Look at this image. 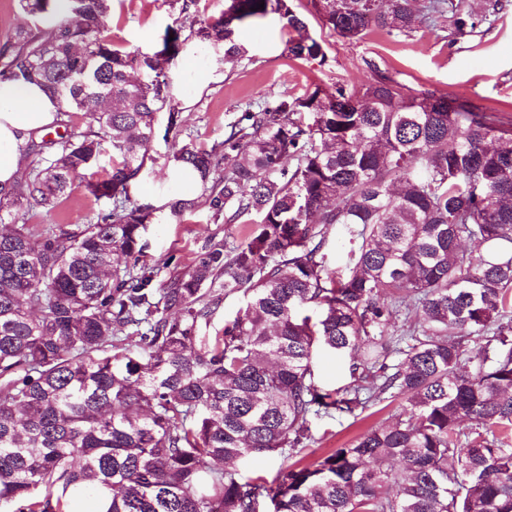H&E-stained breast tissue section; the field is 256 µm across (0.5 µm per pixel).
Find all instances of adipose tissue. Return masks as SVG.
I'll return each instance as SVG.
<instances>
[{"label": "adipose tissue", "instance_id": "ef3b65f1", "mask_svg": "<svg viewBox=\"0 0 512 512\" xmlns=\"http://www.w3.org/2000/svg\"><path fill=\"white\" fill-rule=\"evenodd\" d=\"M58 111L41 84L0 77V192L16 188L31 140L54 126Z\"/></svg>", "mask_w": 512, "mask_h": 512}]
</instances>
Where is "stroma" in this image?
Instances as JSON below:
<instances>
[{
	"label": "stroma",
	"mask_w": 512,
	"mask_h": 512,
	"mask_svg": "<svg viewBox=\"0 0 512 512\" xmlns=\"http://www.w3.org/2000/svg\"><path fill=\"white\" fill-rule=\"evenodd\" d=\"M456 12L428 14L409 37L393 38L371 30L347 43L323 26L311 0H293L311 35L321 40L324 58L299 60L288 54L291 31L278 16L253 19L239 30L246 48L229 64L216 63L194 42H186L168 64L170 103L179 113L178 136H166L167 112H160L151 159L131 191L132 203L151 205L156 220L146 234L145 261L159 280L173 272L191 270L196 256L225 238L243 240V225L225 226L215 219L204 189H197L194 209L171 214L169 204L180 193L168 179L170 157L183 141L208 149L221 143L229 123L246 106H260L278 98H296L319 88L361 86L374 69L388 71L406 92L431 90L475 100L512 119V0H453ZM475 20L476 28L458 34L455 17ZM181 14L174 0H113L106 34L126 50H155L168 31L179 28ZM111 204L95 200L84 188H75L54 210L27 209L25 221L33 227L59 224L69 228L96 222ZM400 411L395 402H381L359 416L338 414L312 421L313 443L301 451L312 463L332 449L343 447L366 430L390 423Z\"/></svg>",
	"instance_id": "1"
}]
</instances>
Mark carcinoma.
Here are the masks:
<instances>
[{
	"mask_svg": "<svg viewBox=\"0 0 512 512\" xmlns=\"http://www.w3.org/2000/svg\"><path fill=\"white\" fill-rule=\"evenodd\" d=\"M313 3L350 42L372 25L407 37L445 0ZM20 5L48 26L15 33L0 76L39 81L64 133L0 195V512H73L107 493L106 512H512V121L409 94L374 64L359 88L247 108L220 144L184 143L173 161L211 187L215 217L260 221L157 285L140 265L154 209L129 189L169 106L181 29L127 51L104 35L112 0ZM269 14L296 33L289 55L325 57L291 0H224L185 40L228 62L241 24ZM81 112L98 130H75ZM109 151L107 176L85 179ZM78 182L112 202L96 223L22 222ZM335 225L352 244L338 277L325 265ZM115 255L132 266L112 268ZM237 294L245 308L221 334L198 335ZM318 349L350 358L346 386L317 385ZM387 400L401 404L392 423L318 461L270 482L234 468L299 452L315 417Z\"/></svg>",
	"mask_w": 512,
	"mask_h": 512,
	"instance_id": "obj_1",
	"label": "carcinoma"
}]
</instances>
